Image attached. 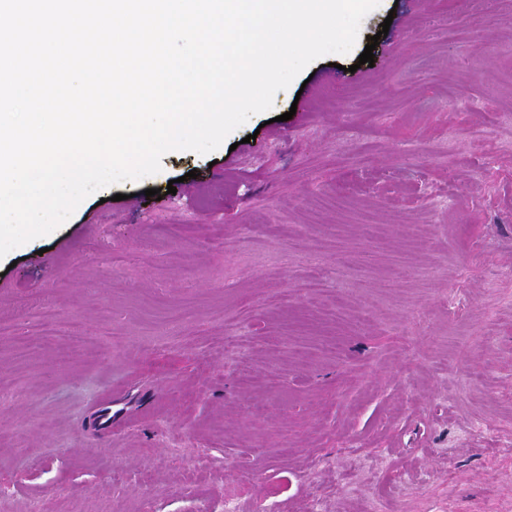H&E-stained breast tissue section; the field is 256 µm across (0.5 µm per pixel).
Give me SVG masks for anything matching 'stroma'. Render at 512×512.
Returning <instances> with one entry per match:
<instances>
[{
	"instance_id": "35a3bbf8",
	"label": "stroma",
	"mask_w": 512,
	"mask_h": 512,
	"mask_svg": "<svg viewBox=\"0 0 512 512\" xmlns=\"http://www.w3.org/2000/svg\"><path fill=\"white\" fill-rule=\"evenodd\" d=\"M161 165L0 260L101 351L0 336V512H512V0H380Z\"/></svg>"
}]
</instances>
